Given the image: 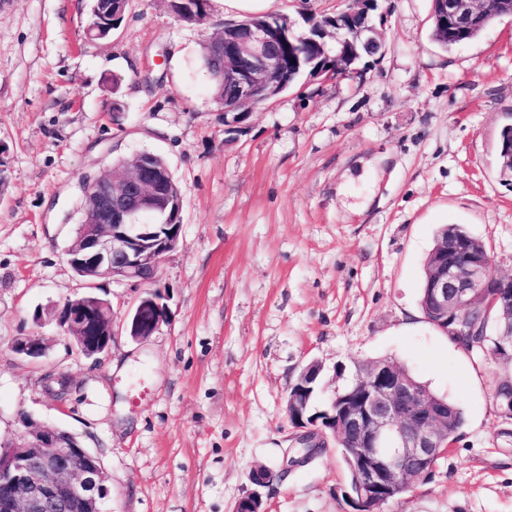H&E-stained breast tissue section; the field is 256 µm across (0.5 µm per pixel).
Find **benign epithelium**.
I'll list each match as a JSON object with an SVG mask.
<instances>
[{"instance_id":"7a95c632","label":"benign epithelium","mask_w":512,"mask_h":512,"mask_svg":"<svg viewBox=\"0 0 512 512\" xmlns=\"http://www.w3.org/2000/svg\"><path fill=\"white\" fill-rule=\"evenodd\" d=\"M344 7L325 19L308 20L297 32L289 19L226 22L212 40L224 62V126L240 128L252 113L288 87L285 45L314 42L324 47L313 77L360 74L359 49L374 57L383 46L379 27L388 17L382 0H341ZM512 17V0H439L435 23L440 31L464 30L475 19L486 28ZM500 176L512 182V137L498 143ZM172 172L144 152L125 168L83 180L86 231L68 247V261L87 282L111 277L144 287L125 318V332L143 342L167 321L158 287L160 264L180 240L181 225L171 223L172 210L182 203L173 195ZM426 319L466 349L460 337L473 335L467 318L475 315L491 336L489 354L512 359V275L498 274L492 258L479 246L457 238L436 240L425 282ZM59 325L86 357L112 347V306L92 291L68 298L57 314ZM19 355L40 357L42 336L19 339ZM322 364L308 362L288 391L286 411L300 436L319 435L353 449L357 471L354 512H383L398 490L431 476V463L447 455L448 411L416 390L394 362H373L355 374L346 393L334 391L337 410L328 418L310 413V386ZM498 414L512 420V389L495 395ZM108 494L98 457L70 432L22 413L12 435L0 437V512H104ZM232 512H265L254 490L240 498Z\"/></svg>"}]
</instances>
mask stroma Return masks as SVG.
<instances>
[{"mask_svg": "<svg viewBox=\"0 0 512 512\" xmlns=\"http://www.w3.org/2000/svg\"><path fill=\"white\" fill-rule=\"evenodd\" d=\"M91 5L0 0V432L25 412L73 433L107 475L106 512H232L258 466L277 474L267 512H351L335 446L284 469L288 389L321 362V411L337 365L388 356L459 402L466 424L386 512H512V420L494 400L508 371L419 308L442 226L463 225L512 274V185L497 164L512 19L445 51L432 0H386L383 53L363 76L302 77L233 131L201 47L240 13L210 0L187 26L167 0H129L97 40ZM142 151L182 187L179 245L159 271L168 321L131 341L121 324L143 289L100 279L118 330L88 358L54 315L81 288L65 250L82 181ZM35 329L45 356L17 355Z\"/></svg>", "mask_w": 512, "mask_h": 512, "instance_id": "stroma-1", "label": "stroma"}]
</instances>
